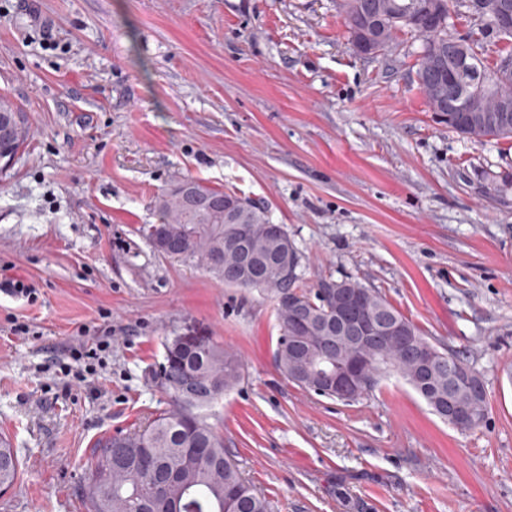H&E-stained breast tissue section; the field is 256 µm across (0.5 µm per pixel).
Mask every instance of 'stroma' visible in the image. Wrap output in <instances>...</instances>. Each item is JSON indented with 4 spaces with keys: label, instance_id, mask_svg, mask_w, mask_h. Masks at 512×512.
Returning a JSON list of instances; mask_svg holds the SVG:
<instances>
[{
    "label": "stroma",
    "instance_id": "1",
    "mask_svg": "<svg viewBox=\"0 0 512 512\" xmlns=\"http://www.w3.org/2000/svg\"><path fill=\"white\" fill-rule=\"evenodd\" d=\"M488 66L512 36L462 15ZM419 40L352 48L341 0H0V94L30 134L0 171V437L20 458L0 512H84L94 442L167 406V338L206 328L244 378L210 421L271 512H512V139L430 112ZM192 178L265 201L297 283L384 294L484 381L461 431L390 376L345 403L289 381L263 293L159 254L154 201ZM31 327L12 334V317ZM112 331L85 387L78 333Z\"/></svg>",
    "mask_w": 512,
    "mask_h": 512
}]
</instances>
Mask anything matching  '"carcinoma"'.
I'll use <instances>...</instances> for the list:
<instances>
[{
	"label": "carcinoma",
	"mask_w": 512,
	"mask_h": 512,
	"mask_svg": "<svg viewBox=\"0 0 512 512\" xmlns=\"http://www.w3.org/2000/svg\"><path fill=\"white\" fill-rule=\"evenodd\" d=\"M484 0H343L350 43L357 52H387L396 34L421 40L418 77L430 111L448 127L475 142L512 138V122L473 121L466 112L448 111L435 86L448 83V12L486 19ZM465 69L454 73L461 104L477 98L492 110L512 100V69L483 64L475 51ZM158 224L144 228L147 237L159 227L176 245L175 258L195 262L228 287L258 290L270 297L280 336L275 363L291 382L320 396L356 402L388 374L399 376L443 420L448 403L475 417L488 412L487 394L477 395L454 382L468 367L459 355L428 340L385 296L349 277L320 279L308 292L285 273L283 251L296 266L299 255L289 237L271 230L268 205L187 178L157 199ZM248 229L247 246L239 227ZM360 290V308L375 321L374 334L354 340L336 324L339 295L332 287ZM363 360L362 385L347 396L325 386L336 369ZM243 365L224 344L202 331L178 334L165 344L161 386L168 404L144 429L99 439L92 448L94 468L81 488L86 512H271L267 499L242 477L224 449V437L207 411L243 380ZM201 448L204 460L185 456ZM20 461L12 444L0 437V491L16 482Z\"/></svg>",
	"instance_id": "obj_1"
}]
</instances>
